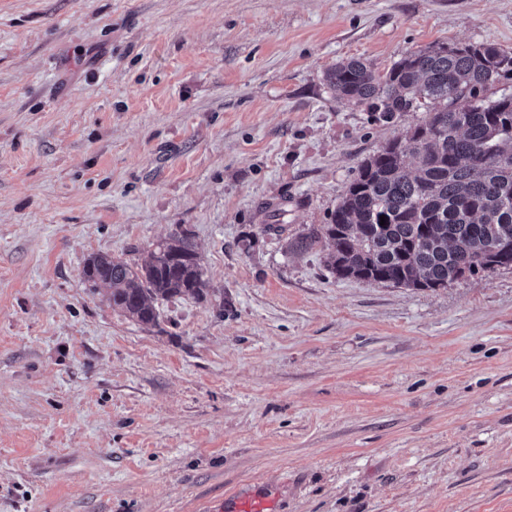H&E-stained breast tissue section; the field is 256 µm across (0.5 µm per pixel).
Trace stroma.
<instances>
[{"label":"stroma","instance_id":"obj_1","mask_svg":"<svg viewBox=\"0 0 512 512\" xmlns=\"http://www.w3.org/2000/svg\"><path fill=\"white\" fill-rule=\"evenodd\" d=\"M465 42L512 52V0H0V512H512V267L397 288L259 231L427 118L330 67ZM184 229L207 299L84 281ZM226 504L230 505V511L226 512H274V502L257 493L241 494L236 491L226 499Z\"/></svg>","mask_w":512,"mask_h":512}]
</instances>
